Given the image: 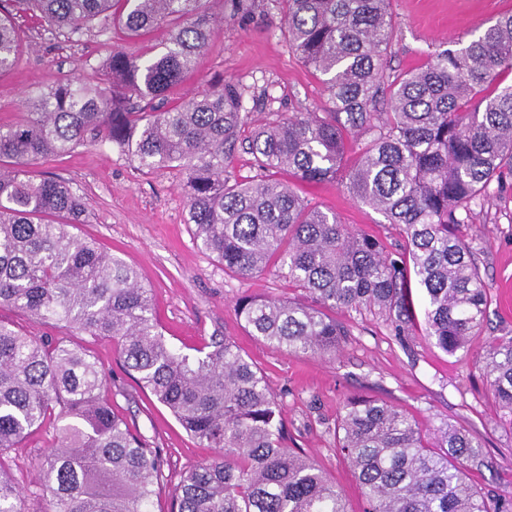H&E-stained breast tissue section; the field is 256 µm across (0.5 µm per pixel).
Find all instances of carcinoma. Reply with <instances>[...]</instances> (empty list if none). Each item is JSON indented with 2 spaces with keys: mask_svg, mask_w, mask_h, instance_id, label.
I'll return each mask as SVG.
<instances>
[{
  "mask_svg": "<svg viewBox=\"0 0 512 512\" xmlns=\"http://www.w3.org/2000/svg\"><path fill=\"white\" fill-rule=\"evenodd\" d=\"M11 2L75 41L94 25L139 38L165 28L168 37L149 58L112 47L102 82L49 84L26 99L24 120L0 126V307L112 340L136 383L213 450L180 475L170 512H349L314 459L285 444L282 406L253 363L228 340L195 355L173 347L136 271L71 232L83 223V199L63 182L26 178L24 168L93 139L130 153L142 169H181L200 247L243 279L273 268L311 300L241 297L237 314L264 343L334 356L348 335L327 314L336 309L367 308L403 334L415 287L427 340L466 353L491 297L456 227L512 173V84L498 82L512 74V14L390 78L391 0H281L288 40L325 76L332 111L256 126L248 145L265 177L231 185L224 168L240 140L244 89L216 80L187 101L153 105L208 45L202 0ZM20 43L12 13L1 10L0 74L17 65ZM135 98L146 106H131ZM279 171L336 182L400 227L401 249L388 252L311 205ZM482 370L512 414V336L489 344ZM106 382L85 349L0 320V456L57 424L58 443L31 492L47 503L44 512H150L163 461L100 398ZM337 429L365 512H512V496L468 481L487 461L465 430L444 427L430 440L407 413L362 396L347 401ZM25 501L0 466V512H30Z\"/></svg>",
  "mask_w": 512,
  "mask_h": 512,
  "instance_id": "carcinoma-1",
  "label": "carcinoma"
}]
</instances>
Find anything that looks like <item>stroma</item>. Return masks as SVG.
I'll use <instances>...</instances> for the list:
<instances>
[{"instance_id": "35a3bbf8", "label": "stroma", "mask_w": 512, "mask_h": 512, "mask_svg": "<svg viewBox=\"0 0 512 512\" xmlns=\"http://www.w3.org/2000/svg\"><path fill=\"white\" fill-rule=\"evenodd\" d=\"M217 23L195 69L174 87L170 99L192 98L217 79L246 88L244 131L294 112H325L328 93L321 75L309 69L282 32L280 0H253L250 12L234 11L231 0H204ZM512 13V0H393L394 41L388 56L392 73L415 69L437 42L470 39L498 16ZM16 20L27 33L18 64L0 74V124L18 121L23 102L58 80L95 83L100 64L112 51L113 36L91 28L81 41L52 38L39 19ZM33 180L64 181L86 203L78 232L95 239L112 255L134 267L151 292L155 316L167 340L185 353L212 338L233 343L265 376L284 409L287 445L313 458L327 478L345 491L350 512H364L359 488L336 450V421L357 394L387 402L411 414L424 433L443 424L476 435L489 468L472 471L476 485L512 494V414L499 408L481 369L489 341L512 336V175L504 189L490 187L473 205L458 235L475 252L492 302L487 325L469 354L448 355L423 335V319L404 335L374 313L339 310L335 316L350 334L336 357L295 355L263 343L236 314L244 295L304 300L287 280L266 273L250 280L224 269L201 249L188 224V205L180 169H139L130 156L107 142H88L69 152L27 165ZM298 192L343 223L377 237L387 251L403 242L397 226L385 223L333 182H297ZM0 319L29 333L60 336L89 346L111 373L102 397L115 415L159 448L163 478L152 512H170L172 490L182 472L211 454L191 438L150 391L125 373L110 340L89 342L71 328L30 323L20 312L0 309ZM57 444L46 425L5 455L25 488H32L40 464Z\"/></svg>"}]
</instances>
